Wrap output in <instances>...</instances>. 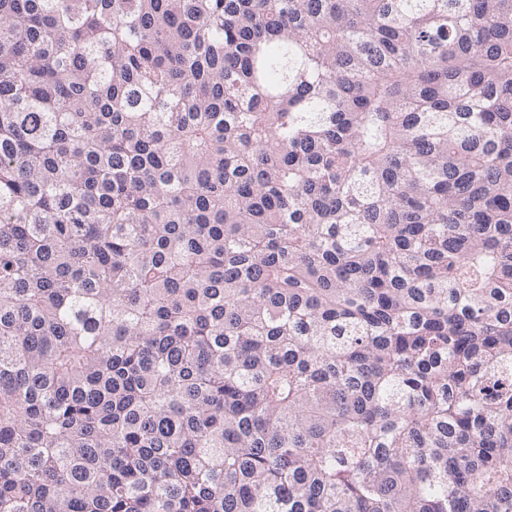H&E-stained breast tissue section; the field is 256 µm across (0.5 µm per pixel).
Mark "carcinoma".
<instances>
[{
    "mask_svg": "<svg viewBox=\"0 0 512 512\" xmlns=\"http://www.w3.org/2000/svg\"><path fill=\"white\" fill-rule=\"evenodd\" d=\"M0 512H512V0H0Z\"/></svg>",
    "mask_w": 512,
    "mask_h": 512,
    "instance_id": "obj_1",
    "label": "carcinoma"
}]
</instances>
